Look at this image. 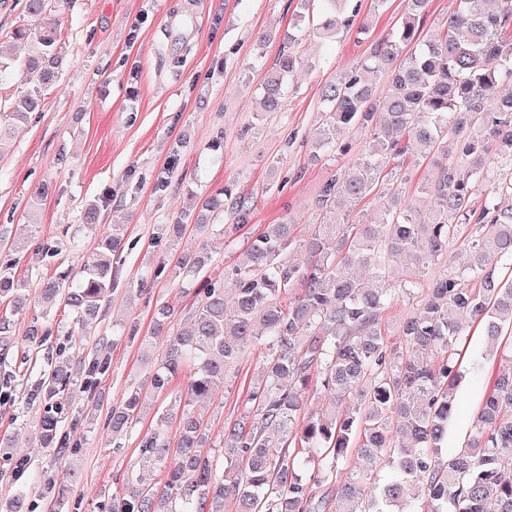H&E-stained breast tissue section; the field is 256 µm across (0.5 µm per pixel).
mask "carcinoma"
<instances>
[{
  "label": "carcinoma",
  "mask_w": 512,
  "mask_h": 512,
  "mask_svg": "<svg viewBox=\"0 0 512 512\" xmlns=\"http://www.w3.org/2000/svg\"><path fill=\"white\" fill-rule=\"evenodd\" d=\"M51 0H24L36 29L16 27L24 66L41 85L18 97L0 115V155L15 130L39 110L43 88L53 84L62 59L60 33L47 17ZM398 27L321 93L325 123L313 141L324 153L354 160L320 188L317 230L305 238L283 217L244 241L224 267L235 283L227 308L224 283L205 281L188 312L159 305L157 331L172 328L165 347L152 352L151 337L137 336L152 361L148 376L132 387L106 418L118 436L147 415L153 428L139 443L142 468H165L160 488L137 477L115 482L112 512H512V369L488 375L504 330L512 329V282L500 267L512 265V0H456L444 27L420 39L417 23L428 0H407ZM310 34L332 42L353 27L352 0H301ZM299 60L279 56L262 85L264 109L283 107L287 81ZM386 89L377 93V80ZM369 132L354 148L346 134ZM454 156H448V143ZM448 157L420 182L438 209L422 214L388 187L403 166L430 156ZM383 199L376 224L349 216L365 199ZM251 197L226 185L199 210L183 212L160 234L179 236L186 224L203 226L224 212L245 226ZM119 233L103 237L100 251L77 275L40 279L43 313L63 305L89 337L102 321L117 271L108 254ZM458 246L469 261L448 259ZM294 250L305 260H288ZM208 257L182 256L189 276ZM403 278L392 283L396 264ZM438 268L429 280L425 271ZM27 280L0 271V308L26 305ZM416 306L386 333L387 314L401 298ZM483 326L486 349L464 360L460 343L469 322ZM0 357L45 340L35 318L21 341L0 317ZM260 364L240 413L224 422L218 457L204 451V418L195 403L235 372L253 347ZM111 369L108 345L98 341L77 373L58 365L32 390L30 400H51L78 382L94 391ZM484 387L464 447L448 453V421L457 408L463 377ZM186 396L156 405L178 383ZM323 391L352 401L346 412L306 413L308 395ZM176 424L171 444L168 428ZM41 447L60 456L79 448L75 432L50 412L40 418ZM363 466L344 468L351 451Z\"/></svg>",
  "instance_id": "carcinoma-1"
}]
</instances>
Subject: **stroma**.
<instances>
[{
    "label": "stroma",
    "mask_w": 512,
    "mask_h": 512,
    "mask_svg": "<svg viewBox=\"0 0 512 512\" xmlns=\"http://www.w3.org/2000/svg\"><path fill=\"white\" fill-rule=\"evenodd\" d=\"M358 25L336 42L319 45L307 34L289 37L300 0H60L52 11L64 45L56 83L44 90L39 112L18 129L14 146L0 156V264L28 280L31 303L12 317L15 338L25 336L38 311L40 278L55 269L79 271L102 236L120 226L113 257L119 282L106 301L97 336L110 339L112 367L95 392L72 387L62 411L81 438L76 455L53 457L41 448L39 408L24 409L29 386L47 370L38 360L18 380L12 409L0 408V504L23 494L30 512H41L48 485L63 492L60 512H110L114 479L138 471L136 438L113 452L106 414L126 390L146 376L130 325L147 330L155 307L195 305L206 279H219L244 239L288 217L304 234L319 219L314 200L321 185L350 156L313 160L312 141L323 121L321 90L364 58L407 10L388 0L383 12L359 0ZM295 51L300 67L288 81L285 106H261L265 75L281 51ZM180 58L178 67L161 57ZM49 194L37 215L29 200L38 184ZM234 184L252 196L248 224L234 229L216 215L206 232L187 229L167 240L160 224L173 223L191 204ZM100 208L96 229L83 225L88 204ZM57 246L55 257L44 247ZM206 251L210 267L186 276L179 256ZM166 265L165 277L151 272ZM259 366L245 355L237 375L216 386L205 403L213 440L241 408ZM482 399L481 388L460 384L459 407L448 423V445L466 444ZM27 459L17 471L19 459Z\"/></svg>",
    "instance_id": "1"
}]
</instances>
